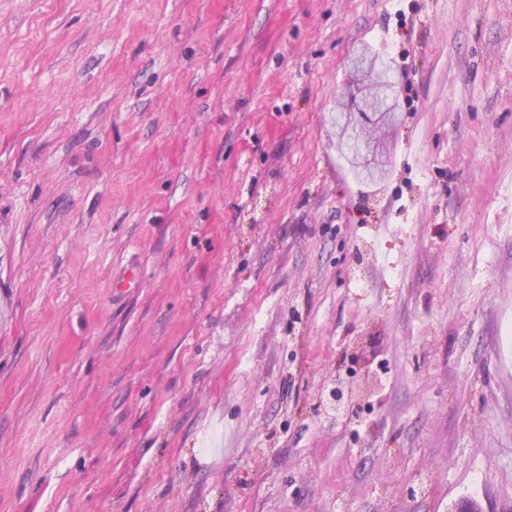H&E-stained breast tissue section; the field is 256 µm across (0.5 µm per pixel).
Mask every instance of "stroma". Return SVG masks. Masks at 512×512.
Masks as SVG:
<instances>
[{
    "mask_svg": "<svg viewBox=\"0 0 512 512\" xmlns=\"http://www.w3.org/2000/svg\"><path fill=\"white\" fill-rule=\"evenodd\" d=\"M0 289V512H512V0H0ZM369 370L349 371L346 377L336 376L321 404L336 416L351 420L359 416L363 403L382 389L381 379Z\"/></svg>",
    "mask_w": 512,
    "mask_h": 512,
    "instance_id": "obj_1",
    "label": "stroma"
}]
</instances>
